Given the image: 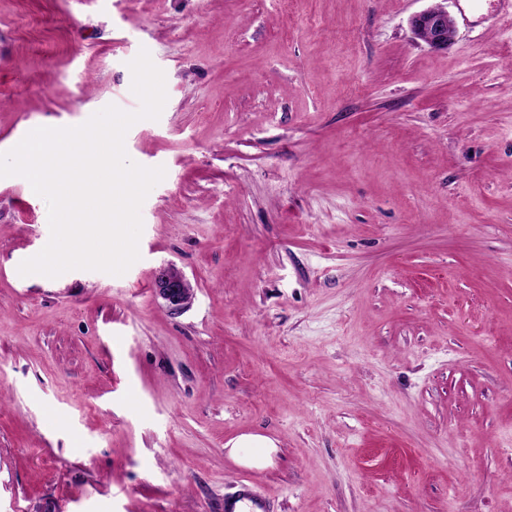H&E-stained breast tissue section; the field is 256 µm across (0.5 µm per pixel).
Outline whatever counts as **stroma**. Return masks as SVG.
Wrapping results in <instances>:
<instances>
[{"label":"stroma","mask_w":512,"mask_h":512,"mask_svg":"<svg viewBox=\"0 0 512 512\" xmlns=\"http://www.w3.org/2000/svg\"><path fill=\"white\" fill-rule=\"evenodd\" d=\"M143 48L167 101L124 146L166 175L123 275H20L48 208L0 178V512H224L243 479L269 512H512V20L0 0V152L137 111ZM413 34L436 50L448 49L455 29L448 10L441 4L413 15L410 19ZM155 287L172 311L180 312L191 297V288L183 274L172 265L159 268ZM273 446L271 442L260 435H243L231 448L242 463L260 465L269 457Z\"/></svg>","instance_id":"35a3bbf8"}]
</instances>
